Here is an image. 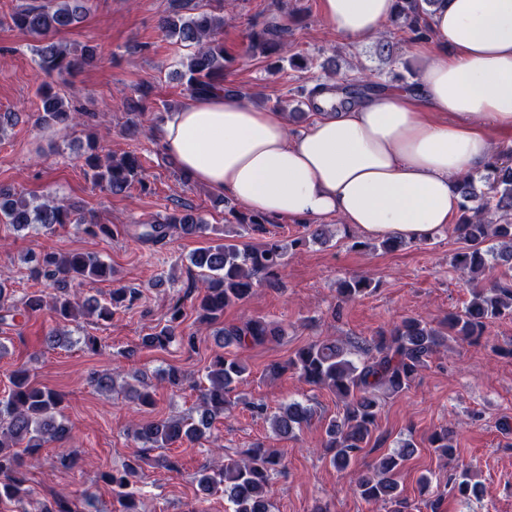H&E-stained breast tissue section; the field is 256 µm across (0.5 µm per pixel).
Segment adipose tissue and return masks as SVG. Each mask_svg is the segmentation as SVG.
<instances>
[{"label": "adipose tissue", "instance_id": "obj_1", "mask_svg": "<svg viewBox=\"0 0 512 512\" xmlns=\"http://www.w3.org/2000/svg\"><path fill=\"white\" fill-rule=\"evenodd\" d=\"M395 6L321 0V14L357 42L379 36ZM428 22L415 84L345 104L326 81L301 129L279 110L198 96L164 119L163 148L191 181L272 220L430 240L458 215L455 182L499 152L493 132H512V0H437Z\"/></svg>", "mask_w": 512, "mask_h": 512}]
</instances>
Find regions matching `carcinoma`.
<instances>
[{
	"label": "carcinoma",
	"instance_id": "carcinoma-1",
	"mask_svg": "<svg viewBox=\"0 0 512 512\" xmlns=\"http://www.w3.org/2000/svg\"><path fill=\"white\" fill-rule=\"evenodd\" d=\"M436 0H397L393 22L408 30L410 39L427 36L428 7ZM88 0H45L19 6L11 15L13 25L39 39L37 63L48 75L69 73L98 61L96 48L85 45L76 52L59 40V36L81 23L88 11ZM226 19L210 9L206 0H181L160 21L164 35L177 44L194 48L188 58L185 91L191 97L201 96L220 88L225 94L240 99L245 94L238 88L224 86L225 64L234 58L224 54V43L218 38ZM286 29L269 22L252 29L248 35V50L254 55L280 56V60L298 72H307L311 60L307 56H286ZM376 53L391 66L402 59L392 41L377 40ZM333 78L338 88L354 103L378 91L381 84L366 75L350 77L336 72ZM139 96L127 102V108L142 116L147 112V97L152 86L143 85ZM40 107L37 123L43 126L80 125L82 114L72 109L69 101L50 85L39 91ZM85 165L92 182L118 194L132 185L143 184L142 164L133 151L121 155L100 157L97 142L87 143ZM461 201L453 232L462 247L453 255L452 263L465 282L472 286L471 298L458 312L431 323L420 317H404L390 329L371 339L357 338L349 345L363 354L356 363L347 357L345 347L334 341L311 343L297 350L284 363L270 366L272 374L293 371L308 384L327 388L341 399L343 412L331 419L325 429L324 449L329 463L339 471L349 468L353 459L372 440L380 398L395 396L409 388L412 380L427 366L428 360L449 336L461 339L480 337L489 322L512 317V157L497 154L488 162L480 177L469 175L457 184ZM229 222L254 233L265 232L270 220L250 212L230 211ZM0 222L16 228L40 224L47 229L55 225L73 224L82 233L97 237L110 230L77 213V208L47 198L17 192L0 186ZM137 238L143 243L163 244L176 234L205 236L208 224L189 209L175 210L149 224L139 225ZM301 243L293 239L288 244L265 239L258 244L220 243L195 249L189 257L198 270L199 289L194 309L201 321L214 325L221 322L224 309L249 298L260 286L278 287L287 266L288 253ZM405 240L387 237L380 243L359 241L356 246L372 249L379 246L395 250ZM30 276L52 282L57 294L51 302L43 294L34 293L23 303V311L34 315L48 305L58 320L78 321L87 313L107 321L120 309H129L140 297L138 288L120 287L112 290L108 302L87 299L79 304L71 299L69 289L85 281L112 277V266L91 253L59 254L50 249L26 255ZM376 286L368 276L357 275L338 281V301L347 303L370 294ZM168 319L143 337V344L165 348L172 343L192 348L195 336L181 330L184 299L178 297L169 304ZM221 347L234 344L239 348L262 345L277 335V330L263 318H250L239 324L217 330ZM208 385L200 389L197 417H171L159 421L136 423L133 437L144 448H167L177 442L196 443L212 438L215 420L224 415L228 396L246 382L247 366L236 357L216 355L207 368ZM11 388L0 399V501L22 503L31 495L25 485L22 469L26 461L38 460V452L51 443L63 444L70 429L60 412L59 393L33 385L26 371L10 373ZM311 417L310 409L299 402L279 408L270 418L273 432L281 437H294ZM430 446L441 456L453 454L448 443V429L434 432ZM415 452L409 441L382 456L373 474H361L353 491L368 502L388 506V512H406L407 502L401 498L396 475L403 463ZM285 467L283 455L266 448H250L240 458L205 466L198 473V484L204 493L224 490L232 512H272L271 476ZM139 465L126 464L120 470L102 474L112 487L121 512H137ZM457 494L468 500L482 499L488 491L463 471L454 484Z\"/></svg>",
	"mask_w": 512,
	"mask_h": 512
}]
</instances>
